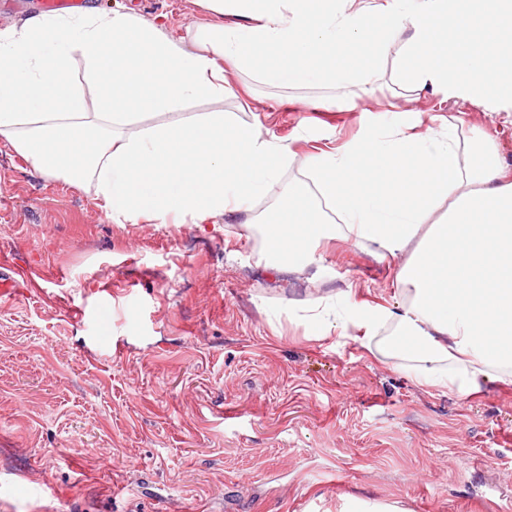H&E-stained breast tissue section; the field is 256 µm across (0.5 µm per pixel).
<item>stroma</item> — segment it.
<instances>
[{
  "instance_id": "35a3bbf8",
  "label": "stroma",
  "mask_w": 512,
  "mask_h": 512,
  "mask_svg": "<svg viewBox=\"0 0 512 512\" xmlns=\"http://www.w3.org/2000/svg\"><path fill=\"white\" fill-rule=\"evenodd\" d=\"M173 38L211 22L198 0H96ZM392 49L370 84L267 83L226 66L222 108L297 162L255 200L273 214L305 156L392 112L454 116L512 172V98L413 92ZM243 215L116 224L92 193L0 142V252L30 288L0 301V512H504L512 502V382L463 395L421 386L352 335H311L304 302L351 292L394 305L400 262L336 240L313 263L266 262Z\"/></svg>"
}]
</instances>
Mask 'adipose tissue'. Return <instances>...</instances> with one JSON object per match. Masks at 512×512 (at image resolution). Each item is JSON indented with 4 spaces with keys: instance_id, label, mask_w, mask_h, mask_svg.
Returning a JSON list of instances; mask_svg holds the SVG:
<instances>
[{
    "instance_id": "ef3b65f1",
    "label": "adipose tissue",
    "mask_w": 512,
    "mask_h": 512,
    "mask_svg": "<svg viewBox=\"0 0 512 512\" xmlns=\"http://www.w3.org/2000/svg\"><path fill=\"white\" fill-rule=\"evenodd\" d=\"M207 3L215 22L186 43L162 19L95 5L0 30V140L44 175L93 191L114 223L216 225L250 212L296 152L217 109L145 129L136 122L223 102L224 60L271 82L344 87L372 79L397 42L418 65L395 76L415 91L512 95V0ZM227 15L237 24H224ZM304 163L323 203L290 186L260 226L267 258L292 268L344 238L403 259L401 303L310 301L312 334L355 329L379 361L461 394L495 375L512 380V180L496 142L460 137L453 119L422 133L395 120ZM327 211L337 224L326 225Z\"/></svg>"
}]
</instances>
